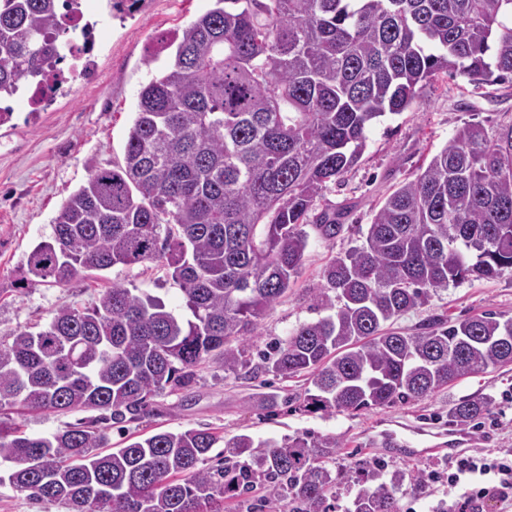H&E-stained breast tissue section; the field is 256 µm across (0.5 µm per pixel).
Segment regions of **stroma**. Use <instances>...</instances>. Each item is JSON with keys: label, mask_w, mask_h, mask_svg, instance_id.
<instances>
[{"label": "stroma", "mask_w": 512, "mask_h": 512, "mask_svg": "<svg viewBox=\"0 0 512 512\" xmlns=\"http://www.w3.org/2000/svg\"><path fill=\"white\" fill-rule=\"evenodd\" d=\"M211 6L212 0H145L133 15L108 19L94 50L93 73L74 91L51 95L37 112L30 111L26 99L15 100L11 121L0 126V342L11 341L21 330H38L60 307L92 306L115 282L159 296L169 309L183 312L181 290L156 262L85 273L64 286L28 281L26 263L39 242L51 239L61 203L87 181L91 169L122 162L138 91L158 68L153 56L161 38L173 37ZM477 121L491 133L512 123V85L476 87L459 78L449 82L447 90L428 93L419 108L383 117L369 128L358 165L325 193V203L345 211L341 232L331 241L310 235L300 274L250 337L251 351L263 350L298 324L320 318L313 297L324 283L328 263L363 243L374 209L415 172L425 155L436 153L464 124ZM487 310L512 318L511 273L438 290L426 305L389 328L412 335L433 317L456 320ZM309 386L304 375L255 376L244 368L232 374L207 363L198 368L191 389L154 397L150 416L127 420L123 432L110 427L106 433L114 448L126 435L186 428L278 441L301 433L334 435L343 442L331 465L338 477L336 503L343 508L358 491L350 477L356 461L370 460L389 472L401 469L423 475L444 470L448 454L408 457L404 451L431 447L439 435L450 431L475 436V443L460 445L466 454L512 448V403L502 398L512 392V366L488 369L409 404L357 414H272L261 406L264 393L293 398ZM485 395L496 401L492 415L476 424L449 418L451 403ZM94 417L91 411H30L18 405L0 410V419L37 436Z\"/></svg>", "instance_id": "1"}]
</instances>
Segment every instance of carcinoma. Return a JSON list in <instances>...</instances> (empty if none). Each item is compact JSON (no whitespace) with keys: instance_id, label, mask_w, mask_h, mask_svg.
Returning <instances> with one entry per match:
<instances>
[{"instance_id":"cac0c4a2","label":"carcinoma","mask_w":512,"mask_h":512,"mask_svg":"<svg viewBox=\"0 0 512 512\" xmlns=\"http://www.w3.org/2000/svg\"><path fill=\"white\" fill-rule=\"evenodd\" d=\"M58 0H0V101L39 85ZM144 84L124 161L95 168L53 219L28 274L64 285L86 271L161 262L189 316L117 283L83 310L61 308L36 333L0 342V407L150 415L165 390L188 389L211 361L236 373L248 337L302 269L310 225L340 232L317 209L387 113L418 107L426 89L461 77L512 80V0H214L161 50ZM512 272V125L458 129L375 211L365 241L334 258L315 309L263 356L284 379L309 375L298 407L355 414L408 404L488 368L512 365V318L432 319L413 335L385 323L431 293ZM488 396L451 417L493 413ZM93 423L33 437L0 421L10 485L68 512H335L329 464L342 442L298 434L256 441L209 429L159 431L114 448ZM224 456L208 467L209 453ZM345 512H400L396 490L418 475L355 464ZM267 494L254 496L257 488Z\"/></svg>"}]
</instances>
